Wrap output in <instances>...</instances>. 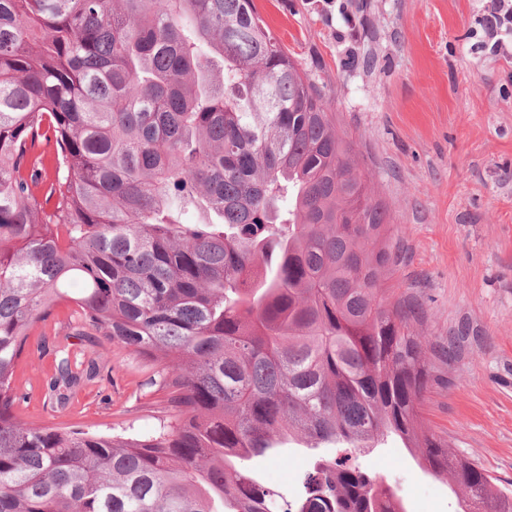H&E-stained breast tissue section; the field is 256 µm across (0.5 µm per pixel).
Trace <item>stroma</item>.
Masks as SVG:
<instances>
[{
    "label": "stroma",
    "mask_w": 512,
    "mask_h": 512,
    "mask_svg": "<svg viewBox=\"0 0 512 512\" xmlns=\"http://www.w3.org/2000/svg\"><path fill=\"white\" fill-rule=\"evenodd\" d=\"M353 142L374 198L388 207L394 278L423 308L430 345L458 339L422 407L424 427L512 489V55L479 45L485 0H254ZM71 305L39 325L14 381L16 412L37 425L152 434L163 395L152 362L102 335H73ZM100 374L65 406L47 403L52 348ZM364 465L399 487L406 512H457L447 483L399 439Z\"/></svg>",
    "instance_id": "35a3bbf8"
}]
</instances>
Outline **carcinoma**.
I'll use <instances>...</instances> for the list:
<instances>
[{"label":"carcinoma","instance_id":"1","mask_svg":"<svg viewBox=\"0 0 512 512\" xmlns=\"http://www.w3.org/2000/svg\"><path fill=\"white\" fill-rule=\"evenodd\" d=\"M388 231L253 0H0V512H404L351 461L389 436L460 512H512L417 427L456 351L414 332ZM62 301L157 363L153 435L18 417L15 368ZM93 376L65 354L49 398ZM298 454L289 492L251 466Z\"/></svg>","mask_w":512,"mask_h":512}]
</instances>
